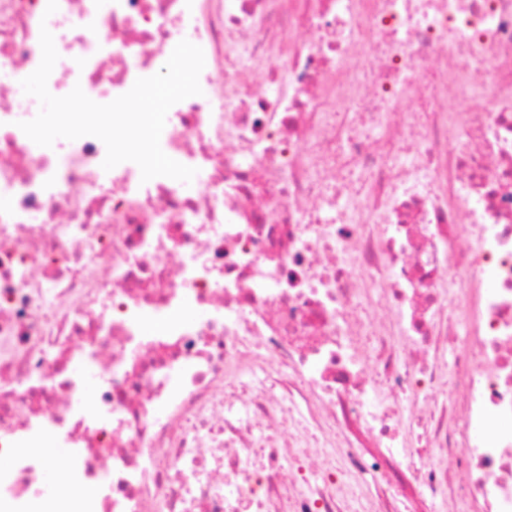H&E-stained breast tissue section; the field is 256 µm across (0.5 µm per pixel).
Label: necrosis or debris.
<instances>
[{
	"label": "necrosis or debris",
	"mask_w": 512,
	"mask_h": 512,
	"mask_svg": "<svg viewBox=\"0 0 512 512\" xmlns=\"http://www.w3.org/2000/svg\"><path fill=\"white\" fill-rule=\"evenodd\" d=\"M46 7L0 0V512H512V0ZM44 27L100 104L202 48L190 183L26 136Z\"/></svg>",
	"instance_id": "1"
}]
</instances>
